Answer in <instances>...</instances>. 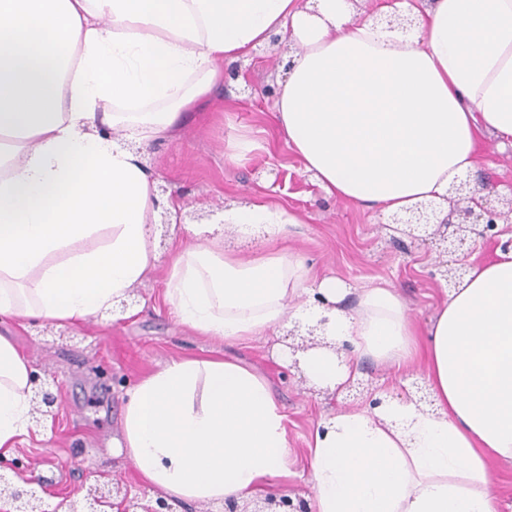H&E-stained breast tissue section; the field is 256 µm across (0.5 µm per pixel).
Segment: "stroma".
<instances>
[{
    "mask_svg": "<svg viewBox=\"0 0 512 512\" xmlns=\"http://www.w3.org/2000/svg\"><path fill=\"white\" fill-rule=\"evenodd\" d=\"M296 52L293 44L267 43L239 59L245 74L227 80L201 111L192 113L179 139L149 147L144 159L154 173L161 205L182 202L183 212L218 223L224 209L265 201L298 217L287 239L268 242L263 235L237 237L226 243L241 257L268 250H287L302 258L313 276H333L351 288L377 285L394 289L418 334H425L440 310L448 284L441 272L456 268L462 256L491 253L489 236L468 235L463 252L444 253L439 239L421 243L393 228L388 215L328 195L304 171L296 152L280 135L274 119L282 66ZM252 143L242 159H229L236 137ZM485 162L466 185L491 184V206L512 205V148L498 139L483 141ZM151 242L158 253L154 272L135 288L131 316H99L82 325H54L34 319L0 322L33 373L53 383L61 406L56 417H44L39 434L29 436L7 457L0 456V476L35 491L45 503L68 494L83 497L94 484L120 479L144 500L158 497L133 469L119 443L124 394L145 375L176 358L221 356L245 364L267 380L288 417V469L281 491L292 500L310 501L311 456L315 429L327 417L369 406L381 394H417L425 377V351L401 368L362 359L352 390L338 395L316 393L306 374L280 365L273 345H287L285 329L260 338L227 343L177 322L165 300L171 258L186 245L182 225L153 224Z\"/></svg>",
    "mask_w": 512,
    "mask_h": 512,
    "instance_id": "obj_1",
    "label": "stroma"
}]
</instances>
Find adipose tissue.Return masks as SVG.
Masks as SVG:
<instances>
[{"label":"adipose tissue","mask_w":512,"mask_h":512,"mask_svg":"<svg viewBox=\"0 0 512 512\" xmlns=\"http://www.w3.org/2000/svg\"><path fill=\"white\" fill-rule=\"evenodd\" d=\"M407 29L354 18L350 0H0V316L77 324L118 310L155 267L156 187L143 159L174 140L223 63L280 35L297 46L273 105L306 172L337 198L401 213L481 167L479 139L512 144V0H389ZM196 226L166 300L227 343L294 322L329 344L301 357L323 385L389 366L415 331L393 289L313 279L292 254L249 259L224 232L286 236L265 203ZM432 406L387 398L316 432L310 512H499L492 460H512V249L468 264L429 335ZM31 369L0 335V453L34 433ZM287 417L234 360L174 359L129 392L122 448L148 483L191 502L244 503L288 474Z\"/></svg>","instance_id":"obj_1"}]
</instances>
